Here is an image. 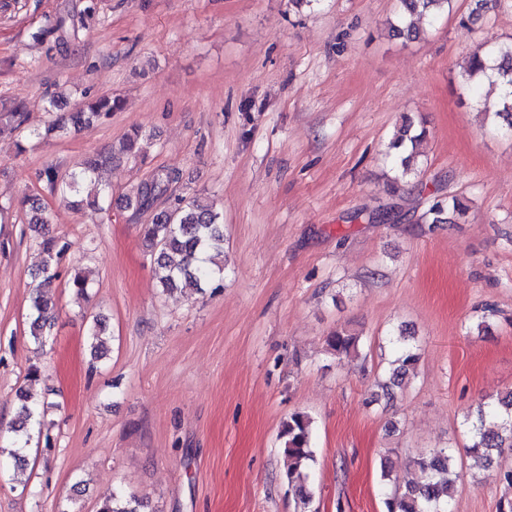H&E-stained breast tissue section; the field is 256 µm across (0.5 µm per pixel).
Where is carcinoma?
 <instances>
[{"label":"carcinoma","mask_w":512,"mask_h":512,"mask_svg":"<svg viewBox=\"0 0 512 512\" xmlns=\"http://www.w3.org/2000/svg\"><path fill=\"white\" fill-rule=\"evenodd\" d=\"M400 8L388 21V34L393 38L416 40L421 36L417 21L434 22L443 12H453L454 0H399ZM462 78L474 89L483 81L498 90V102L492 111L493 118L501 120L512 132V42L484 44L473 51L467 61ZM121 99L99 96L88 102L76 104L68 117H58L47 125L45 131L35 135L59 134L68 127L79 129L121 110ZM26 122V112L21 102L0 106V132L7 128L19 131ZM427 130L404 123L399 133L388 144L395 171L394 181L417 176V161ZM145 141L138 130L123 137L118 145L87 156L75 169L62 171L48 165L39 174L50 191L69 192L75 196L91 187L92 199L87 206L96 208L108 198V187L99 183V171L104 166L124 157L142 153ZM180 182V172L175 168L158 167L148 177L136 184L126 195V207L137 212H152L151 221L141 227L144 241L151 248L154 271L162 288L173 290L190 288H219L224 277V214L201 203L189 194L174 193ZM468 210L463 198L456 195L434 196L422 215L426 224H457ZM28 223L40 229L37 246L43 255L40 268L41 281L32 298V320L29 334L41 344L54 325L52 302L48 288L57 279L58 265L68 250V244L49 235L45 208L34 203ZM107 331L105 319L93 317L91 352L96 359L106 353L101 336ZM414 335L407 329L399 331L393 339L397 358L387 378L379 383L380 396L390 402L397 391L404 388L414 374L418 355L414 352ZM358 338L345 328H338L327 337L328 351L340 358L356 351ZM21 404L11 427L8 454L16 467L25 465L21 449L26 447L39 416V404L28 393L20 394ZM468 429L467 445L474 461L494 462V455L501 448L512 447V390L490 401L478 403L464 415ZM312 418L304 412H295L282 422L279 438L283 440V453L288 466L283 480L294 491L301 512H313L314 494L309 487V474L315 463L312 446ZM416 478L407 481L385 499L386 512H451L454 485L459 479L453 449L441 450L414 461ZM142 503L133 496L112 494L99 506L98 512H141Z\"/></svg>","instance_id":"cac0c4a2"}]
</instances>
